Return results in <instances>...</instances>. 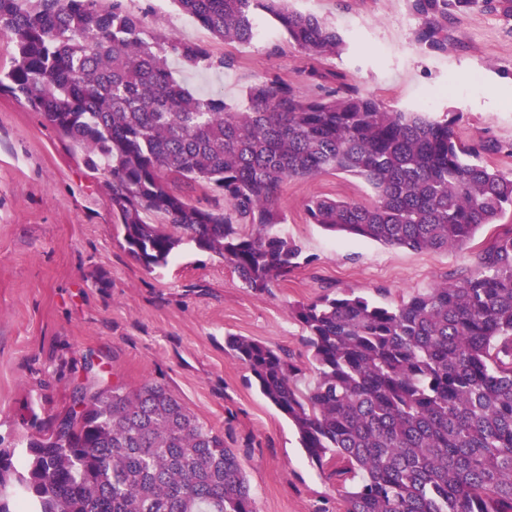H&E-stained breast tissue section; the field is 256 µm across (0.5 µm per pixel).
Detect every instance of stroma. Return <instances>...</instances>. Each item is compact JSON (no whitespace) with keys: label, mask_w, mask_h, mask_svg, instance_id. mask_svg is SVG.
<instances>
[{"label":"stroma","mask_w":512,"mask_h":512,"mask_svg":"<svg viewBox=\"0 0 512 512\" xmlns=\"http://www.w3.org/2000/svg\"><path fill=\"white\" fill-rule=\"evenodd\" d=\"M124 6L146 31L231 59L221 70L171 60L197 94L241 109L259 80L310 92L314 69L327 87L347 84L387 109L454 118L461 139L486 146L484 163L512 172V0L449 11L443 50L418 42L412 0H292L343 40L339 53L317 60L267 15L258 38L227 43L174 0ZM320 195L366 202L372 191L345 174L284 182L279 230L302 245L305 261L269 291L248 288L223 259L188 241L150 270L115 223L111 177L91 169L42 113L0 91V441L48 432L76 388L157 383L223 434L256 512H344L336 463L308 459L294 425L226 350V336L284 349L312 380L307 331L292 306L349 292L398 305L475 270L491 239L512 229V212L464 248L413 252L309 223L306 204Z\"/></svg>","instance_id":"obj_1"}]
</instances>
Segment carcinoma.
I'll list each match as a JSON object with an SVG mask.
<instances>
[{
	"instance_id": "1",
	"label": "carcinoma",
	"mask_w": 512,
	"mask_h": 512,
	"mask_svg": "<svg viewBox=\"0 0 512 512\" xmlns=\"http://www.w3.org/2000/svg\"><path fill=\"white\" fill-rule=\"evenodd\" d=\"M226 42L271 16L313 59L342 47L335 29L288 0H174ZM413 0L417 41L447 48L451 7ZM0 35L14 44L6 91L112 177V212L128 252L164 265L187 239L257 292L300 265L278 190L290 179L350 174L368 202L316 196L309 223L411 251L463 247L512 211V173L494 170L452 122L394 112L352 91L304 94L278 79L247 88L238 110L176 79L168 58L224 68L203 46L148 33L124 0H0ZM205 186L201 208L182 187ZM162 219L155 224L150 217ZM291 315L307 330L310 385L287 355L229 336L226 348L296 428L318 465L350 482L346 512H512V230L469 275L395 307L325 296ZM67 412L30 438L23 461L0 448V512H255L224 436L163 386L79 390Z\"/></svg>"
}]
</instances>
